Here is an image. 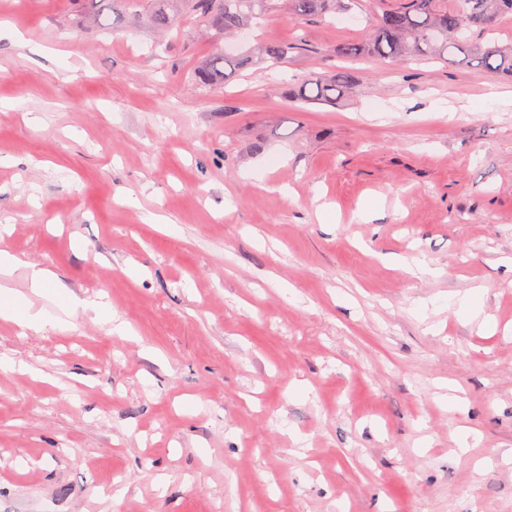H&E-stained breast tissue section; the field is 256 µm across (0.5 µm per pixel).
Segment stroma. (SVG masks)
<instances>
[{"instance_id":"1","label":"stroma","mask_w":512,"mask_h":512,"mask_svg":"<svg viewBox=\"0 0 512 512\" xmlns=\"http://www.w3.org/2000/svg\"><path fill=\"white\" fill-rule=\"evenodd\" d=\"M394 2L218 42L159 34L149 0L106 31L82 0H0L6 283L51 270L132 330L0 320L26 367L0 370V512H512V107L488 98L512 76L336 55ZM287 42L192 81L215 47ZM291 49L302 50L301 47H290L288 45L268 44L263 48V61H272L277 63L288 57V52ZM248 53H243L236 57H230L222 51L214 52L208 61L199 67L195 72V80L203 85H209L215 80L223 79L225 75L226 66L233 67V69H244L250 66H256L260 63ZM310 81L303 85V91L300 90L299 94L301 100L306 103H332L336 100V92L339 95L343 89L347 90L352 85L351 75L347 72L335 75L331 79L316 78Z\"/></svg>"}]
</instances>
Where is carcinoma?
I'll return each mask as SVG.
<instances>
[{"label": "carcinoma", "instance_id": "carcinoma-1", "mask_svg": "<svg viewBox=\"0 0 512 512\" xmlns=\"http://www.w3.org/2000/svg\"><path fill=\"white\" fill-rule=\"evenodd\" d=\"M114 0H88L92 17L102 29L109 22ZM153 22L162 31L177 26L179 15H188L213 31L217 37H237L247 31L252 20L273 8V0H151ZM288 13L294 19L311 15L323 17L352 9L356 0H287ZM448 8L447 0H400L382 10L373 37L365 42H346L336 46L342 58L358 60L365 56L398 60L402 57L443 60L454 48L490 72L512 74V48L499 46L496 40L475 44L471 33L479 29L494 33L501 17L512 15V0H456ZM291 47L269 44L263 48V61L277 63L288 57ZM259 61L248 53L230 57L222 51L211 55L195 72V80L209 85L224 79L226 67L244 69ZM352 85L351 75L342 72L331 79L316 78L303 88L300 98L306 103L324 104L336 100V94Z\"/></svg>", "mask_w": 512, "mask_h": 512}]
</instances>
